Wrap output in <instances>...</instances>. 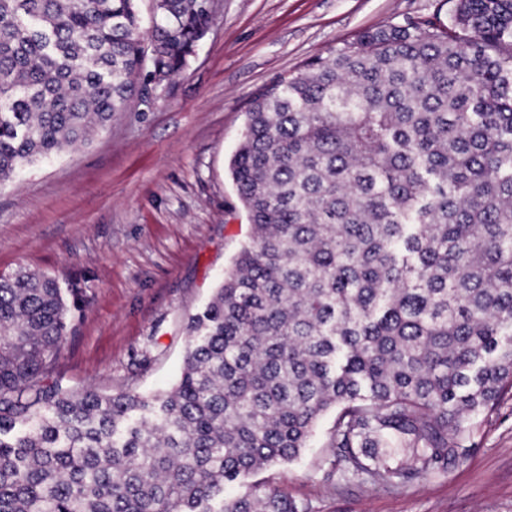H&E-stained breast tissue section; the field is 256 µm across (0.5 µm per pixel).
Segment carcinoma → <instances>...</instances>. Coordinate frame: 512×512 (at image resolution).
Listing matches in <instances>:
<instances>
[{
  "mask_svg": "<svg viewBox=\"0 0 512 512\" xmlns=\"http://www.w3.org/2000/svg\"><path fill=\"white\" fill-rule=\"evenodd\" d=\"M0 0V183L187 65L196 0ZM253 226L160 397L49 380L82 287L0 274V512H304L228 485L335 410L331 471L386 489L465 455L512 391V0L391 25L258 94L231 160Z\"/></svg>",
  "mask_w": 512,
  "mask_h": 512,
  "instance_id": "carcinoma-1",
  "label": "carcinoma"
}]
</instances>
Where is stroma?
Masks as SVG:
<instances>
[{"label": "stroma", "instance_id": "1", "mask_svg": "<svg viewBox=\"0 0 512 512\" xmlns=\"http://www.w3.org/2000/svg\"><path fill=\"white\" fill-rule=\"evenodd\" d=\"M455 0H212L214 23L152 106L0 185V271L80 279L51 373L155 394L178 380L188 327L249 243L228 170L256 95L364 30L447 22ZM334 414L292 461L255 474L310 512H512V393L466 423V456L395 490L327 480Z\"/></svg>", "mask_w": 512, "mask_h": 512}]
</instances>
